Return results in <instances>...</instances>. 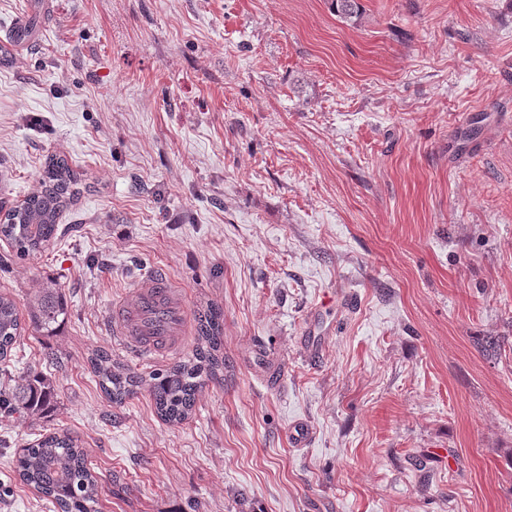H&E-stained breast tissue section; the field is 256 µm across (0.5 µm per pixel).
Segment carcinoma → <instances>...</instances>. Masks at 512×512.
Returning a JSON list of instances; mask_svg holds the SVG:
<instances>
[{
  "label": "carcinoma",
  "instance_id": "carcinoma-1",
  "mask_svg": "<svg viewBox=\"0 0 512 512\" xmlns=\"http://www.w3.org/2000/svg\"><path fill=\"white\" fill-rule=\"evenodd\" d=\"M337 16L354 25L362 16L360 0H330ZM77 173L61 156H52L38 177V188L15 207L0 214V237L23 259L48 248L58 238L59 218L75 193ZM68 316L60 284L48 280L38 289L22 315L16 301L0 294V359L16 351L29 326L53 336ZM197 347L192 358L150 377L149 392L157 415L180 424L192 414L206 382L224 373V311L209 304L195 317ZM99 386L114 404H121L143 385L142 377L112 360L106 350L90 357ZM56 397L53 383L40 373H28L0 385V413L26 420L42 414ZM19 480L50 498L58 512H96L98 477L89 466L78 437L67 432L43 435L23 449L16 460Z\"/></svg>",
  "mask_w": 512,
  "mask_h": 512
}]
</instances>
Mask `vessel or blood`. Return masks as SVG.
Here are the masks:
<instances>
[{"label": "vessel or blood", "mask_w": 512, "mask_h": 512, "mask_svg": "<svg viewBox=\"0 0 512 512\" xmlns=\"http://www.w3.org/2000/svg\"><path fill=\"white\" fill-rule=\"evenodd\" d=\"M185 328L186 314L173 280L161 270L114 303L108 319L113 340L132 356L149 361L174 349Z\"/></svg>", "instance_id": "vessel-or-blood-1"}]
</instances>
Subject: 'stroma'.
I'll use <instances>...</instances> for the list:
<instances>
[{
	"label": "stroma",
	"mask_w": 512,
	"mask_h": 512,
	"mask_svg": "<svg viewBox=\"0 0 512 512\" xmlns=\"http://www.w3.org/2000/svg\"><path fill=\"white\" fill-rule=\"evenodd\" d=\"M361 4L352 27L327 0H0V41L33 22L0 61V200L54 153L81 179L54 244L0 240V293L53 279L69 310L8 365L57 400L0 415V512H56L16 459L58 431L97 512H512V0ZM159 269L188 317L224 311V375L174 425L88 363L192 355L106 329Z\"/></svg>",
	"instance_id": "1"
}]
</instances>
